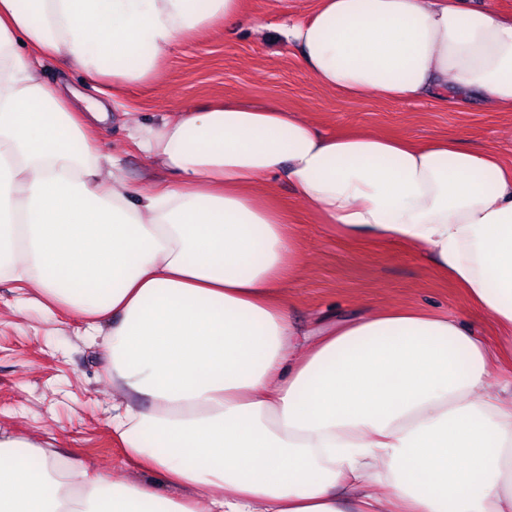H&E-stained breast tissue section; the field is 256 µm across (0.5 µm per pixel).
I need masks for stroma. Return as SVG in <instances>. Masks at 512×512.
Segmentation results:
<instances>
[{
  "label": "stroma",
  "mask_w": 512,
  "mask_h": 512,
  "mask_svg": "<svg viewBox=\"0 0 512 512\" xmlns=\"http://www.w3.org/2000/svg\"><path fill=\"white\" fill-rule=\"evenodd\" d=\"M314 0H243L241 18L206 38L187 41L164 63L162 79L130 88L123 111L97 128L102 151L117 155L128 182L147 190L169 181L129 142L128 123L215 99L276 102L301 113L326 133L367 130L413 140L455 139L493 151L512 168V112L477 100L457 108L439 97L403 102L342 100L322 89L288 46L286 29ZM276 201L295 223L300 268L290 281V314L301 330L366 316L387 305L424 308L456 316L490 337L491 319L424 259L399 245L350 243L310 223L305 205L288 184ZM26 289L0 277V431L34 435L76 464L133 482L141 475L124 463L112 437V383L102 346L77 319H54L27 301Z\"/></svg>",
  "instance_id": "35a3bbf8"
}]
</instances>
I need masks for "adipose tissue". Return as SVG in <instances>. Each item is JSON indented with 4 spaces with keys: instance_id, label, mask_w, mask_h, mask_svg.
I'll return each instance as SVG.
<instances>
[{
    "instance_id": "1",
    "label": "adipose tissue",
    "mask_w": 512,
    "mask_h": 512,
    "mask_svg": "<svg viewBox=\"0 0 512 512\" xmlns=\"http://www.w3.org/2000/svg\"><path fill=\"white\" fill-rule=\"evenodd\" d=\"M241 0H0V276L110 352L128 484L0 432V512H512V169L448 139L325 134L273 103H211L128 137L172 175L133 189L93 134L126 89ZM288 43L345 100L447 94L512 111V15L461 0H317ZM92 89L50 86L44 60ZM315 223L425 256L491 317L387 307L299 339L285 284Z\"/></svg>"
}]
</instances>
